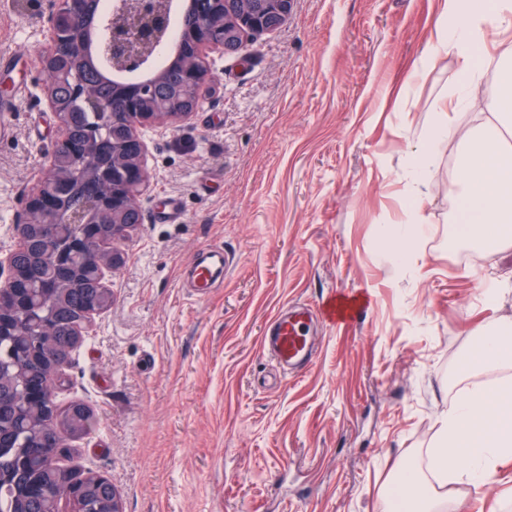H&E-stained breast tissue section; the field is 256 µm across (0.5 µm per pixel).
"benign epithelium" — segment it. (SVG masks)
<instances>
[{
	"mask_svg": "<svg viewBox=\"0 0 512 512\" xmlns=\"http://www.w3.org/2000/svg\"><path fill=\"white\" fill-rule=\"evenodd\" d=\"M51 9L46 18L48 48L39 62L50 76L47 102L59 124V138L52 152L48 174L38 188L24 199L23 223L15 225L16 248L6 260H0V296L14 299L16 326L24 325L39 337L53 333L52 307L65 301L68 285L45 278L36 288L18 294L13 276L14 256L24 249L27 226L33 222L48 228L45 247L37 255L42 266L68 265L71 260L90 257L97 268V282L104 292L111 291L108 282L112 270L121 262V254L111 249L89 255L90 244L104 227L112 226V239H122L143 214L138 197L148 181L144 166L146 144L140 128L163 126L182 121L188 112H172L151 104L161 73L150 80L141 77L154 55L168 46V28L174 12V0H112V9L103 14L98 0H49ZM295 0H243L241 11L231 10L232 0H192L196 23L183 36L190 47L182 62V92L197 98L211 79L205 57L211 51L236 52L245 39L280 28L290 16ZM105 60L113 76V93L100 95L89 81L87 69ZM59 84L71 88V96L62 101L56 94ZM105 117L121 108L127 115L125 127L109 131L107 125L97 126L80 142L71 140L65 115L73 106ZM96 181L100 185L99 200L94 205L64 209L60 202L72 193L75 181ZM77 224V239L56 232V224ZM38 343L28 336H14L7 354L0 358V383L14 385L12 405L17 416L37 411L50 402L55 389L54 376L58 366L49 368L42 392L29 394L24 390L21 371ZM43 498L53 504L51 512H88L77 494L79 482L89 475L78 471L68 479L48 478L35 473Z\"/></svg>",
	"mask_w": 512,
	"mask_h": 512,
	"instance_id": "benign-epithelium-1",
	"label": "benign epithelium"
}]
</instances>
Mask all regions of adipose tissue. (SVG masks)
Segmentation results:
<instances>
[{
    "instance_id": "1",
    "label": "adipose tissue",
    "mask_w": 512,
    "mask_h": 512,
    "mask_svg": "<svg viewBox=\"0 0 512 512\" xmlns=\"http://www.w3.org/2000/svg\"><path fill=\"white\" fill-rule=\"evenodd\" d=\"M461 0H441L440 19L432 49L452 55L461 79L436 107L428 147L415 152L411 179L427 185L434 148L450 132L448 115L479 103V89L489 60L484 52L488 29L512 32V0H483L468 12ZM460 232L473 242L502 238L512 223V152L495 140L476 142L458 162ZM475 369L486 371L512 365V321L497 322L480 334ZM439 440L429 465L443 483L472 485L482 490L498 463L512 457V381L471 382L439 419ZM397 477L385 497L386 512H437L435 500L420 472L409 462L396 463Z\"/></svg>"
}]
</instances>
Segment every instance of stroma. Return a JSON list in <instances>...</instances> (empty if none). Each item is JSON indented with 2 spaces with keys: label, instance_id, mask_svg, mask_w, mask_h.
<instances>
[{
  "label": "stroma",
  "instance_id": "1",
  "mask_svg": "<svg viewBox=\"0 0 512 512\" xmlns=\"http://www.w3.org/2000/svg\"><path fill=\"white\" fill-rule=\"evenodd\" d=\"M47 0H0V255L51 161L57 121L39 64ZM439 0H296L281 28L206 58L215 79L182 122L143 131L142 224L115 241L111 308L72 351L59 407L91 413L62 466L108 476L123 512H383L399 458L427 466L481 327L512 318V249L456 233V166L498 99L454 114L423 189L414 260L384 245L404 218L409 153L426 143L455 58L427 57ZM176 207L175 222L158 212ZM236 264L206 299L197 250ZM498 292L486 302V289ZM358 298L320 326L303 373L261 349L284 305ZM442 512H512V459L490 488L434 486Z\"/></svg>",
  "mask_w": 512,
  "mask_h": 512
}]
</instances>
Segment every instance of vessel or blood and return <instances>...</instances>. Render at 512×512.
I'll return each instance as SVG.
<instances>
[{
	"label": "vessel or blood",
	"instance_id": "b4317fda",
	"mask_svg": "<svg viewBox=\"0 0 512 512\" xmlns=\"http://www.w3.org/2000/svg\"><path fill=\"white\" fill-rule=\"evenodd\" d=\"M231 265V256L221 247L202 249L189 271L197 298H206L217 282L223 281ZM311 310L302 306H283L275 315L261 341L263 351L285 370L307 366L313 355L308 320Z\"/></svg>",
	"mask_w": 512,
	"mask_h": 512
}]
</instances>
